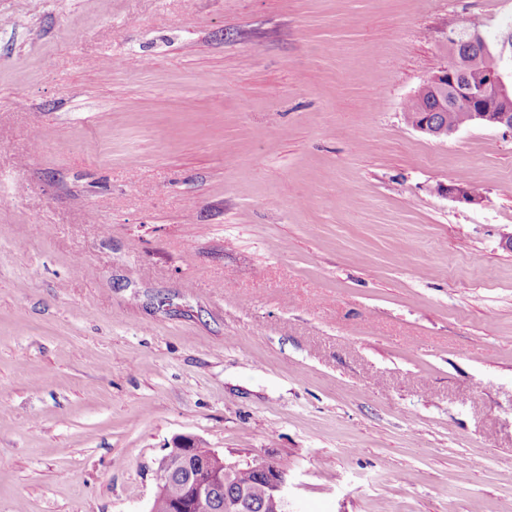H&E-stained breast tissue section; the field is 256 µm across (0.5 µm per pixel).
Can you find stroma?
I'll return each instance as SVG.
<instances>
[{"instance_id":"1","label":"stroma","mask_w":512,"mask_h":512,"mask_svg":"<svg viewBox=\"0 0 512 512\" xmlns=\"http://www.w3.org/2000/svg\"><path fill=\"white\" fill-rule=\"evenodd\" d=\"M464 20L512 0H0V512H148L181 435L512 512V133L405 116ZM469 186L476 192H479L481 188L475 183H470ZM468 185L448 184L443 185L439 188L440 193H444L451 196L458 201L464 202L469 205H482L484 202V196L482 194L475 193L471 190Z\"/></svg>"}]
</instances>
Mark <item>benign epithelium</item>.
Here are the masks:
<instances>
[{"instance_id":"7a95c632","label":"benign epithelium","mask_w":512,"mask_h":512,"mask_svg":"<svg viewBox=\"0 0 512 512\" xmlns=\"http://www.w3.org/2000/svg\"><path fill=\"white\" fill-rule=\"evenodd\" d=\"M512 36L502 33L491 41L476 26L462 34L453 30L448 34V66L437 72L428 84L426 93L441 102L451 101L471 112L472 120L485 126L512 133ZM483 46L484 65L472 61L471 48ZM412 126L433 138L446 139L458 128L448 122L437 124L429 119L424 109L409 119ZM439 192L469 205H481L484 196L467 185L448 184ZM174 443L186 449V460L195 469L189 496L172 504L171 512H211V490L218 482H230L246 465L262 478L268 487L269 505L275 512H292L294 494L288 480V471L262 455L245 463L230 461L211 448H206L191 436H178Z\"/></svg>"}]
</instances>
